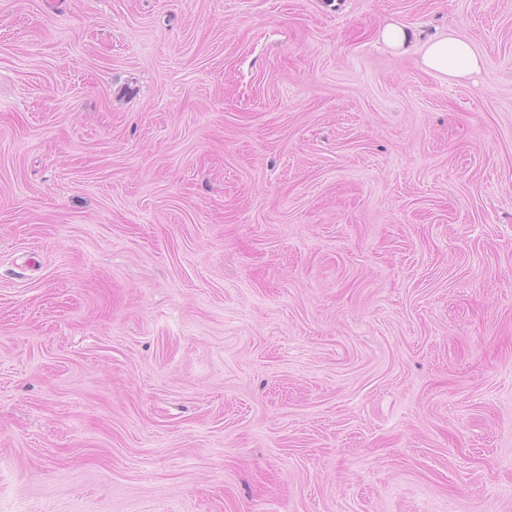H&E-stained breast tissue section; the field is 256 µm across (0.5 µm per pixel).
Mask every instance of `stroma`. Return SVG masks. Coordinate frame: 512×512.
Returning <instances> with one entry per match:
<instances>
[{
    "label": "stroma",
    "instance_id": "1",
    "mask_svg": "<svg viewBox=\"0 0 512 512\" xmlns=\"http://www.w3.org/2000/svg\"><path fill=\"white\" fill-rule=\"evenodd\" d=\"M0 512H512V0H0ZM379 37L395 50L405 48L406 44L418 45L422 67L448 80L469 78L481 68L480 58L472 44L453 30L422 40L405 26L388 24L380 30Z\"/></svg>",
    "mask_w": 512,
    "mask_h": 512
}]
</instances>
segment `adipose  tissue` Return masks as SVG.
<instances>
[{
  "label": "adipose tissue",
  "instance_id": "1",
  "mask_svg": "<svg viewBox=\"0 0 512 512\" xmlns=\"http://www.w3.org/2000/svg\"><path fill=\"white\" fill-rule=\"evenodd\" d=\"M379 37L385 45L396 50L417 44L422 67L450 80L469 78L481 68L472 44L452 30L422 40L407 27L389 24L380 30Z\"/></svg>",
  "mask_w": 512,
  "mask_h": 512
}]
</instances>
